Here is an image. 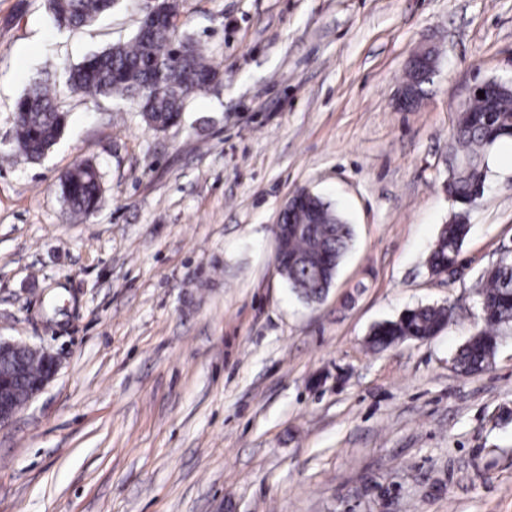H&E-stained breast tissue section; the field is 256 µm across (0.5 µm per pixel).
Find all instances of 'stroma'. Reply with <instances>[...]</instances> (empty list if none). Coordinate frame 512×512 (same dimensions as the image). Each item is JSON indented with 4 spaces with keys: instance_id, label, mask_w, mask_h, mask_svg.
Wrapping results in <instances>:
<instances>
[{
    "instance_id": "stroma-1",
    "label": "stroma",
    "mask_w": 512,
    "mask_h": 512,
    "mask_svg": "<svg viewBox=\"0 0 512 512\" xmlns=\"http://www.w3.org/2000/svg\"><path fill=\"white\" fill-rule=\"evenodd\" d=\"M145 5L60 32L46 0H0V336L60 360L0 430V512H512V326L488 369L454 364L480 277L512 248L502 145L459 269L427 268L458 110L512 76V0H180L222 80L164 132L66 86ZM432 44L438 72L401 109L407 60ZM43 74L66 125L32 162L13 108ZM79 160L102 199L75 219L59 183ZM301 188L354 229L315 308L275 267ZM421 305L451 308L438 336L369 350L374 325Z\"/></svg>"
}]
</instances>
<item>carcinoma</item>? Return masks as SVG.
Returning a JSON list of instances; mask_svg holds the SVG:
<instances>
[{"label":"carcinoma","mask_w":512,"mask_h":512,"mask_svg":"<svg viewBox=\"0 0 512 512\" xmlns=\"http://www.w3.org/2000/svg\"><path fill=\"white\" fill-rule=\"evenodd\" d=\"M118 0H47L50 18L58 29H77L110 13ZM166 15L158 22H142L126 42L94 52L72 66L68 86L93 99L127 100L137 106L144 123L154 131L178 125L188 97L219 80V71L197 48L179 24L178 0L165 2ZM15 146L33 161L43 158L65 128V115L56 95L42 79L32 80L13 111ZM512 139V85L493 95H473L459 109L449 150L454 164L443 190L455 204L430 253L431 272L440 273L458 261L469 231L470 210L482 198L488 164L487 152L498 142ZM102 194L101 176L89 161L77 162L61 179L60 197L67 210L82 216L93 212ZM304 226L309 232L298 231ZM277 272L305 303L316 304L328 294L339 265L350 248L352 229L322 197L294 194L283 207L275 228ZM511 260L484 275L480 289L483 327L456 354L460 372L473 374L494 359L497 336L512 324ZM446 307L421 306L397 319L373 327L368 346L374 352L405 340L425 341L448 323Z\"/></svg>","instance_id":"1"}]
</instances>
